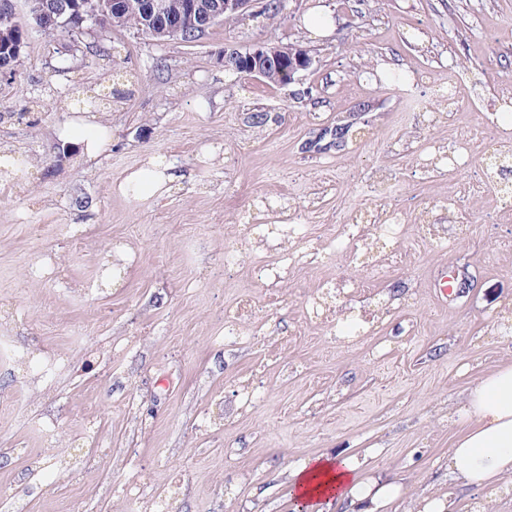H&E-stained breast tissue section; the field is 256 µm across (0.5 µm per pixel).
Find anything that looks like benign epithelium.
Listing matches in <instances>:
<instances>
[{"label": "benign epithelium", "mask_w": 512, "mask_h": 512, "mask_svg": "<svg viewBox=\"0 0 512 512\" xmlns=\"http://www.w3.org/2000/svg\"><path fill=\"white\" fill-rule=\"evenodd\" d=\"M30 26L44 31L66 24L81 26L85 21L96 24L109 11L136 13L144 16L155 38H174L180 34L205 31L226 17H256L254 0H185L177 13L168 10L165 0H25ZM18 0L0 8V27H16ZM28 28L20 29V36L7 49V58L0 60V75L13 72L27 44ZM313 64L311 50L288 44L257 43L245 51L224 49V67L236 72L245 71L250 77H265L276 73L281 85L295 82L300 73Z\"/></svg>", "instance_id": "7a95c632"}]
</instances>
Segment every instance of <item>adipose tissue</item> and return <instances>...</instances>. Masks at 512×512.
Wrapping results in <instances>:
<instances>
[{
	"instance_id": "obj_1",
	"label": "adipose tissue",
	"mask_w": 512,
	"mask_h": 512,
	"mask_svg": "<svg viewBox=\"0 0 512 512\" xmlns=\"http://www.w3.org/2000/svg\"><path fill=\"white\" fill-rule=\"evenodd\" d=\"M57 137L62 144L80 147L90 158L106 148L107 138L93 116L75 114ZM170 166L163 157H149L146 166L133 171L119 184L122 193L144 201L169 189ZM455 412L471 423L470 429L448 451V469L466 485L479 489L512 481V363L500 365L476 380L456 400ZM355 462L342 456L308 460L292 474L298 501L349 500L362 503L361 512H378L397 496L398 488H371L356 477Z\"/></svg>"
}]
</instances>
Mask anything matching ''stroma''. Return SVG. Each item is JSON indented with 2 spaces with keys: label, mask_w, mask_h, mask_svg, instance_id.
I'll list each match as a JSON object with an SVG mask.
<instances>
[{
  "label": "stroma",
  "mask_w": 512,
  "mask_h": 512,
  "mask_svg": "<svg viewBox=\"0 0 512 512\" xmlns=\"http://www.w3.org/2000/svg\"><path fill=\"white\" fill-rule=\"evenodd\" d=\"M280 3L276 19L217 24L191 44L89 22L34 32L0 77V152L30 164L0 183V334L68 360L54 383L0 362V512H134L126 483L175 474L178 512H293L291 470L325 453L355 457L360 482L400 486L380 512H414L417 495L512 512V484L479 490L448 473L466 429L450 407L512 362V333L495 322L512 303V223L498 217L512 189L486 178L512 134L499 119L512 96V0ZM321 12L332 25L311 35L304 21ZM257 42L309 47L313 65L285 86L225 68V46ZM114 89L125 99L96 109L110 147L93 160L63 149L56 131L72 108ZM350 112L365 119L344 150L310 148ZM472 136L482 149L464 167L414 162L425 142L450 151ZM153 155L173 168L169 191L120 194ZM450 200L463 218L452 244L419 241V217L444 221ZM380 207L407 222L381 244L401 256L382 278L387 314L353 348L331 349L314 325L276 348L299 326L300 290L360 278L368 259L325 253L289 268L269 304L250 244L273 210L316 243ZM459 270L469 290L443 295L442 273ZM243 295L262 331L228 347L224 311ZM242 376L260 399L239 416ZM207 415L223 427L203 426Z\"/></svg>",
  "instance_id": "obj_1"
}]
</instances>
